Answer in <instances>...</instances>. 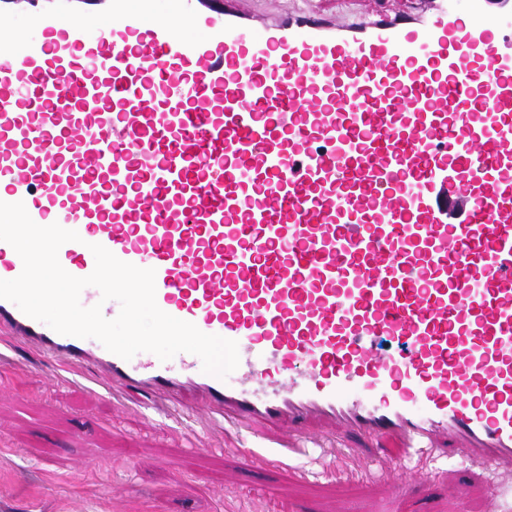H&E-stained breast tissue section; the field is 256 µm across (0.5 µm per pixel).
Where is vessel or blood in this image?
<instances>
[{
	"label": "vessel or blood",
	"mask_w": 512,
	"mask_h": 512,
	"mask_svg": "<svg viewBox=\"0 0 512 512\" xmlns=\"http://www.w3.org/2000/svg\"><path fill=\"white\" fill-rule=\"evenodd\" d=\"M0 201L155 272L158 307L236 341L226 379L124 360L0 299V336L94 369L118 412L343 432L512 473V0L329 20L234 0H0ZM23 270L0 241V279ZM393 351L382 353L379 341Z\"/></svg>",
	"instance_id": "obj_1"
}]
</instances>
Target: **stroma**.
Returning a JSON list of instances; mask_svg holds the SVG:
<instances>
[{
  "instance_id": "obj_1",
  "label": "stroma",
  "mask_w": 512,
  "mask_h": 512,
  "mask_svg": "<svg viewBox=\"0 0 512 512\" xmlns=\"http://www.w3.org/2000/svg\"><path fill=\"white\" fill-rule=\"evenodd\" d=\"M389 0H280L283 9L369 15ZM53 365L24 347L0 348V512H232L269 495L307 512H487L512 474L459 456L416 455L423 473L401 501L387 468L349 460L357 481L325 476L323 450L304 464L273 468L241 452L198 447L176 419L122 414L109 397L56 379Z\"/></svg>"
}]
</instances>
